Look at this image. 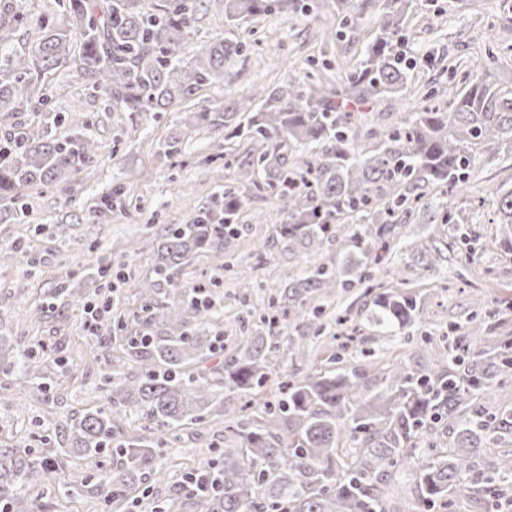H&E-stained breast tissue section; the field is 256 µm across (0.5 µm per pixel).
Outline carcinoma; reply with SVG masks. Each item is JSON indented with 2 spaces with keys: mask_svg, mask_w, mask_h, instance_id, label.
<instances>
[{
  "mask_svg": "<svg viewBox=\"0 0 512 512\" xmlns=\"http://www.w3.org/2000/svg\"><path fill=\"white\" fill-rule=\"evenodd\" d=\"M63 23L47 29L35 54L16 52L9 34L22 24L16 0H0V210L16 220L29 215L26 190L63 182L91 172L99 156L88 128L56 135L61 115L42 113L41 124L21 120L25 112L47 104L39 78L70 58L71 43L82 51L73 59L82 77L104 84L112 99L131 112L174 108L198 90L224 79V60L239 54L241 42L219 39L202 50L188 49L202 0H155L150 12L141 0H56ZM410 0H386L374 38L360 63L349 69L346 85L326 93L293 81L268 94L240 100L246 122L235 136L261 145L256 163L226 160L237 175L258 186L254 169L281 202L272 220L270 247L288 262L318 252L354 224L377 225V242L389 243L421 186H444L460 194L471 172L502 146H512V87L490 80L476 65L466 86L450 91L447 107H426L400 126L380 130L369 117L346 110L347 104L401 95L409 68L396 41ZM286 6V0H224L229 22L259 19ZM341 20L363 14L365 0H321ZM249 197L226 187L199 207L189 224H170L156 243L153 276L139 285L137 335L122 355L112 358L105 382L107 403L75 421L69 446L55 452L65 494H94L107 512H132L142 476L155 472L154 454L142 439L118 441L134 411L180 440L179 431L215 411L214 400L267 386L269 353L281 335L286 311L320 335L321 310L311 302L371 280L378 260L376 242L359 232L337 265L320 264L288 282L249 329L245 345L224 348L233 325H222L211 289L177 286L196 255L210 254L217 267L238 238ZM498 223L512 225V192L498 198ZM372 320L386 331L423 319L417 298L397 286H369ZM343 333L338 347L354 344L360 329L346 314L335 317ZM468 337L483 344L482 356L460 373L458 351L464 337L449 336L432 345L427 368L404 359L380 375L373 349L360 346L364 364L340 367L299 381H281L264 401L265 418L241 415L224 426V457L210 460L187 477L181 497L190 512H386L384 502L409 479L417 493L410 512H460L464 500L485 497L492 504L512 503V450L481 463V449L512 440V418L467 413L466 405L512 368V340L482 335L469 317ZM135 365L136 374L127 366ZM23 379L39 387L57 382L63 370L49 367L43 351L25 348L8 361ZM457 423L453 446H437L438 424ZM118 442L112 467L100 465L102 451ZM77 452L96 471L95 482L75 484L65 464ZM46 455L29 448L18 456L0 453V506L18 499L43 470Z\"/></svg>",
  "mask_w": 512,
  "mask_h": 512,
  "instance_id": "carcinoma-1",
  "label": "carcinoma"
}]
</instances>
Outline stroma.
<instances>
[{
	"instance_id": "1",
	"label": "stroma",
	"mask_w": 512,
	"mask_h": 512,
	"mask_svg": "<svg viewBox=\"0 0 512 512\" xmlns=\"http://www.w3.org/2000/svg\"><path fill=\"white\" fill-rule=\"evenodd\" d=\"M385 0H368L361 20L344 22L315 10L312 0H288L284 10L240 25L224 18V0H203L191 37L195 49L228 37L245 48L224 63V80L202 87L180 112H130L109 98L104 88L79 77L72 63L46 72L41 87L49 109L65 118L58 135L87 125L98 145L99 163L93 175L75 174L64 183L28 191L30 216L19 224H0V253L15 252L16 260L0 263V351L44 346L62 357L68 382L38 390L22 383L17 371H0V383L12 389L0 398V448L58 447L66 441L72 420L106 403L103 374L125 337L133 335L132 314L139 307L136 288L153 265V242L168 224L187 223L192 213L222 185L224 152L233 146L236 157L250 153L253 144L241 137L226 141L224 127L189 125L186 111H236L241 97L268 92L288 79L304 80L316 72L321 90L342 85L346 62H358L377 30ZM24 24L11 35L17 52H34L49 24L60 23L55 0H21ZM495 41L512 40V0H411L400 50L412 64L408 88L400 97H387L373 107L379 128L391 130L409 113L422 109L431 90H462V77L482 57L472 42L478 33ZM179 139L182 151L168 155L164 145ZM512 191V149L501 148L472 172L464 198L444 197L429 186L421 201L403 218L393 241L391 270L378 274L390 288L406 279V292L425 308L423 323L389 332L370 326L371 300L363 288H337L323 307L324 330L313 335L302 326L285 333L303 338L312 350L304 361L285 349L275 350L270 362L280 374L297 379L312 370H329L336 351V312L349 311L364 331L368 346L379 349L380 370L400 360L426 364L425 338H446L450 326L466 325L477 316L492 335L512 338V255L500 246L501 225L492 218L501 194ZM276 196L252 193L249 210L232 248L229 267L216 269L210 257L198 255L184 269L180 283L217 281L215 301L227 322L250 323L266 311L270 296L289 271L330 263L344 249L342 240L325 242L317 254L288 265L278 251L261 255L257 246L273 232ZM453 223H446V215ZM140 252L124 257L128 242ZM440 253L433 269H424L421 251ZM112 259L115 275L109 295L113 313L126 326L113 330L110 342H100L85 327L86 314L70 297L68 286L83 298L96 288L90 271L101 257ZM126 434L145 438L160 468L147 479L154 500L176 498L189 474L224 447V416L216 412L180 433L171 442L167 433L140 413L129 415ZM24 502L39 501L45 512H101L98 498L67 499L51 476L29 487Z\"/></svg>"
}]
</instances>
